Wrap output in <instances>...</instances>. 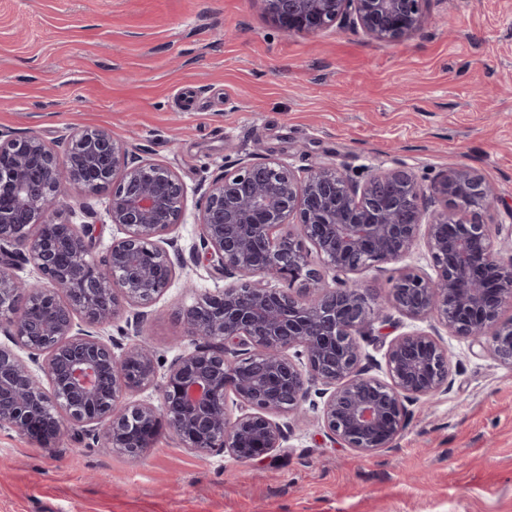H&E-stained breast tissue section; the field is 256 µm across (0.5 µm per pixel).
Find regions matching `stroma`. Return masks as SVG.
Instances as JSON below:
<instances>
[{
  "label": "stroma",
  "mask_w": 512,
  "mask_h": 512,
  "mask_svg": "<svg viewBox=\"0 0 512 512\" xmlns=\"http://www.w3.org/2000/svg\"><path fill=\"white\" fill-rule=\"evenodd\" d=\"M411 39L279 30L259 0H0V130L54 144L103 129L187 189L171 232L199 240L198 190L244 155L363 179L403 163L423 183L468 165L512 206V0H430ZM224 286L177 269L137 335L162 364L193 347L181 311ZM447 394L408 403L393 447L363 456L315 419L269 461L199 454L162 431L139 456L94 432L42 448L0 428V512H512V364L443 333Z\"/></svg>",
  "instance_id": "1"
}]
</instances>
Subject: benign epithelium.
<instances>
[{
	"instance_id": "7a95c632",
	"label": "benign epithelium",
	"mask_w": 512,
	"mask_h": 512,
	"mask_svg": "<svg viewBox=\"0 0 512 512\" xmlns=\"http://www.w3.org/2000/svg\"><path fill=\"white\" fill-rule=\"evenodd\" d=\"M260 2L288 34L336 26L392 43L427 26L431 0ZM103 186L111 190L103 218L123 237L97 263L92 225L59 223L53 212L63 193L87 197ZM450 200L470 218L429 211ZM185 203L173 171L106 130L77 132L62 149L0 132V327L11 342L0 345L1 427L51 447L68 424L101 425L104 448L142 454L165 425L190 451L262 462L288 442L289 425L276 418L307 403L332 442L365 455L389 448L404 429L405 402L448 391L449 359L437 338L413 330L388 343V380L366 374L359 339L381 340L385 318L348 276L379 264L397 265L387 302L402 316L434 318L478 343L489 329L483 349L512 363V325L495 328L512 293V260L492 251L481 211L498 199L477 171L457 167L426 187L396 164L360 183L331 162L302 177L287 162L245 156L199 192L200 246L189 254L224 276V288L183 308L194 348L172 359L160 382L151 345L125 347L100 329L125 311L127 325L140 323L165 293L183 255L170 232ZM291 219L302 238L274 236ZM421 233L432 274L404 264ZM308 244L326 273L313 267ZM9 246L20 247L34 281L15 275ZM276 279L288 287H273ZM150 387L162 395L163 419L149 402H121Z\"/></svg>"
}]
</instances>
